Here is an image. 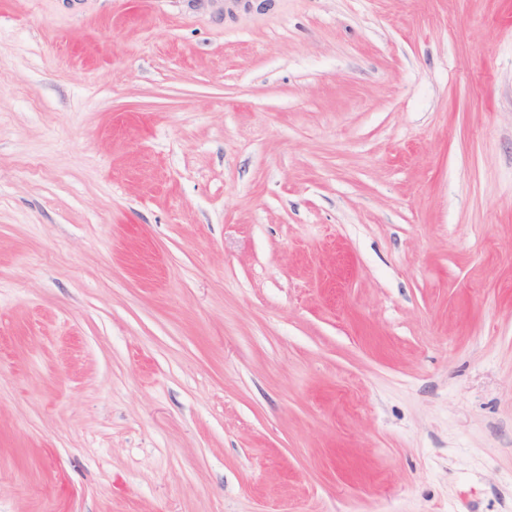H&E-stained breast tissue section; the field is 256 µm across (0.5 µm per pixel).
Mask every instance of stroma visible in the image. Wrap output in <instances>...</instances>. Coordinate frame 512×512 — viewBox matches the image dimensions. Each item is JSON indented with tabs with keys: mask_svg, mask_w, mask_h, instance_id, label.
<instances>
[{
	"mask_svg": "<svg viewBox=\"0 0 512 512\" xmlns=\"http://www.w3.org/2000/svg\"><path fill=\"white\" fill-rule=\"evenodd\" d=\"M0 512H512V0H0Z\"/></svg>",
	"mask_w": 512,
	"mask_h": 512,
	"instance_id": "1",
	"label": "stroma"
}]
</instances>
